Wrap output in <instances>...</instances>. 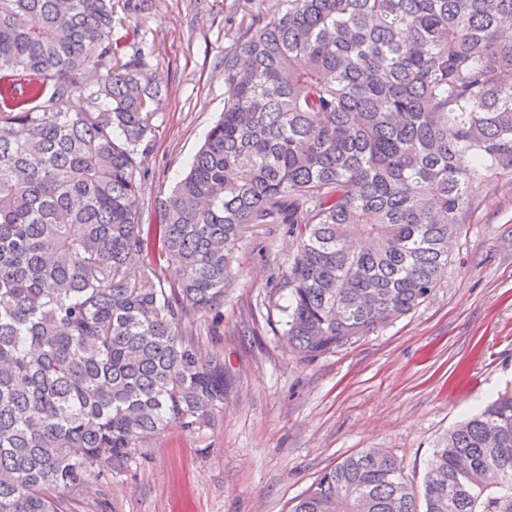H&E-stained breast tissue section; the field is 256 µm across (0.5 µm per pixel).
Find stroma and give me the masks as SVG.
<instances>
[{"instance_id": "35a3bbf8", "label": "stroma", "mask_w": 512, "mask_h": 512, "mask_svg": "<svg viewBox=\"0 0 512 512\" xmlns=\"http://www.w3.org/2000/svg\"><path fill=\"white\" fill-rule=\"evenodd\" d=\"M279 0H132L115 37L146 51L160 81L138 179L143 223L187 171L224 110V56ZM293 254L282 224L247 229L203 344L224 350L228 390L212 427H174L99 482L114 512H290L326 469L380 448L421 486L441 437L512 391V169L476 194L450 242L447 277L415 312L312 360L281 334L279 282Z\"/></svg>"}]
</instances>
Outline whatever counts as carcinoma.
Here are the masks:
<instances>
[{
    "label": "carcinoma",
    "instance_id": "1",
    "mask_svg": "<svg viewBox=\"0 0 512 512\" xmlns=\"http://www.w3.org/2000/svg\"><path fill=\"white\" fill-rule=\"evenodd\" d=\"M283 3L224 55V113L143 224L158 89L118 2L0 0V512L102 510L101 470L215 424L224 352L195 320L246 228L288 225L283 335L312 359L425 302L512 167V0ZM292 512H512V392L448 430L420 490L365 448Z\"/></svg>",
    "mask_w": 512,
    "mask_h": 512
}]
</instances>
